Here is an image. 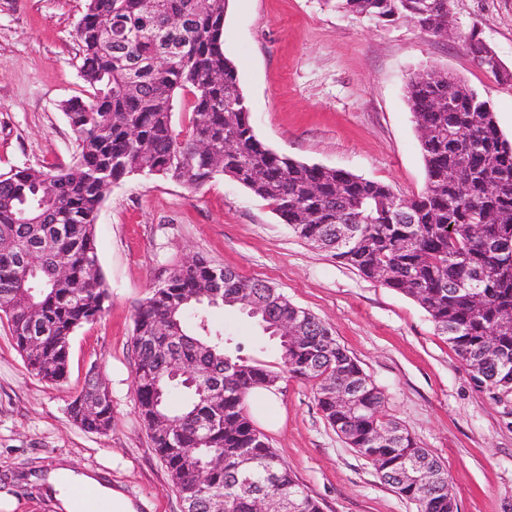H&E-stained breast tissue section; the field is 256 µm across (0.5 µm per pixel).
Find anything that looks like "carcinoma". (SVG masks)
I'll list each match as a JSON object with an SVG mask.
<instances>
[{
    "mask_svg": "<svg viewBox=\"0 0 512 512\" xmlns=\"http://www.w3.org/2000/svg\"><path fill=\"white\" fill-rule=\"evenodd\" d=\"M226 0H85L76 35L88 99L62 103L77 143L72 164L0 173V313L30 372L49 384L68 377L71 338L97 321L109 298L98 261L95 224L113 184L144 172L198 189L230 177L266 201L299 237L320 243L363 277L398 290L428 314L490 395L512 390V142L488 102L437 69L410 78L407 102L420 132L426 184L410 207L386 217L395 197L379 181L307 164L267 148L255 135L237 69L224 54ZM338 10L377 22L407 20L426 32L448 20V0H335ZM182 26L168 28L170 18ZM186 125L176 128L175 109ZM205 138L216 156L196 155ZM360 215L346 248L338 225ZM217 266L200 256L174 268L136 309L133 387L138 413L165 465L183 512H210L196 471L214 458L212 494L224 512H254L272 493L284 512H322L255 425L246 408L254 388L286 373L312 384L317 404L343 441L381 481L418 512H457L441 459L399 421L358 361L314 314L273 285L224 269V288L199 284ZM273 336L299 318L307 342L277 340L279 370L240 354L234 339L209 328L201 311L243 310ZM180 361L185 370L172 372ZM327 379L357 397L350 413L323 392ZM82 429L112 430V398L90 378L67 405ZM177 432L156 427L158 415ZM415 457L434 477L411 487L390 464Z\"/></svg>",
    "mask_w": 512,
    "mask_h": 512,
    "instance_id": "1",
    "label": "carcinoma"
}]
</instances>
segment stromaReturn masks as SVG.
<instances>
[{"instance_id": "1", "label": "stroma", "mask_w": 512, "mask_h": 512, "mask_svg": "<svg viewBox=\"0 0 512 512\" xmlns=\"http://www.w3.org/2000/svg\"><path fill=\"white\" fill-rule=\"evenodd\" d=\"M83 4L0 0V173L67 165L76 154L61 104L86 90L76 38ZM448 9V34L436 37L409 21L377 24L339 11L331 0H228L224 53L255 134L278 154L383 182L411 199L425 174L406 85L436 67L488 99L512 141V80L479 68L465 47L478 31L512 71V0H448ZM95 239L108 308L74 332L66 382L32 375L0 318V500H14V512H56L39 478L60 466L120 486L137 512H182L136 410L132 336L136 306L199 256L276 286L330 327L382 391L386 414L443 461L458 512H512V400L475 388L412 298L299 238L235 180L195 189L126 177L108 192ZM207 315L237 336L244 355L279 364L245 314L221 307ZM92 375L112 396L106 434L82 430L67 414ZM278 394L282 425L266 435L323 512H417L337 435L309 384L285 377Z\"/></svg>"}]
</instances>
